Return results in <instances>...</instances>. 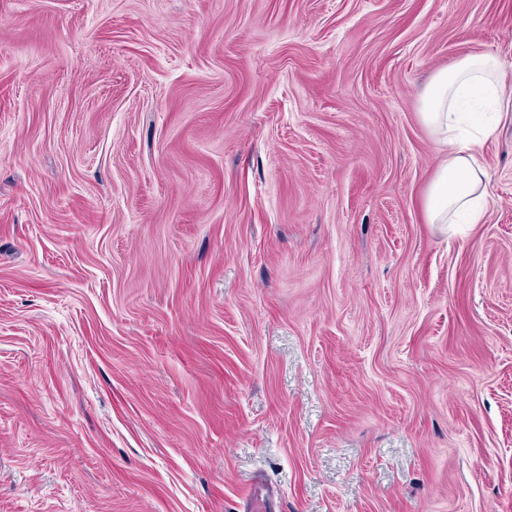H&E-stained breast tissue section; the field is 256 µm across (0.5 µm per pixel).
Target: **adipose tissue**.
<instances>
[{"instance_id": "ef3b65f1", "label": "adipose tissue", "mask_w": 512, "mask_h": 512, "mask_svg": "<svg viewBox=\"0 0 512 512\" xmlns=\"http://www.w3.org/2000/svg\"><path fill=\"white\" fill-rule=\"evenodd\" d=\"M507 86L500 60L491 54H465L435 72L421 98L420 117L450 151L438 165L424 197L428 223H479L484 215L486 172L476 147L496 131L489 107L500 105Z\"/></svg>"}]
</instances>
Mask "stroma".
Returning <instances> with one entry per match:
<instances>
[{
    "label": "stroma",
    "mask_w": 512,
    "mask_h": 512,
    "mask_svg": "<svg viewBox=\"0 0 512 512\" xmlns=\"http://www.w3.org/2000/svg\"><path fill=\"white\" fill-rule=\"evenodd\" d=\"M512 0H0V512H512ZM500 60L491 54H465L447 69L435 72L421 98L420 117L438 142L451 147L438 165L424 197L427 223L477 224L484 215L485 169L476 147L496 131L488 116L498 107L507 86ZM470 127L475 135L463 139Z\"/></svg>",
    "instance_id": "obj_1"
}]
</instances>
